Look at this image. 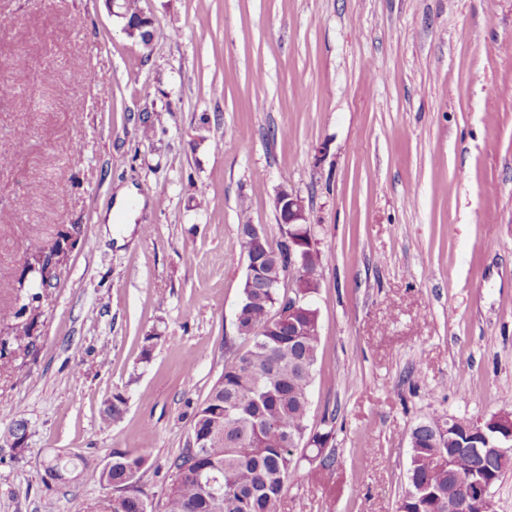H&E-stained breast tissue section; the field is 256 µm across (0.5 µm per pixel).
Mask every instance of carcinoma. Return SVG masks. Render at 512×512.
I'll return each mask as SVG.
<instances>
[{
    "instance_id": "carcinoma-1",
    "label": "carcinoma",
    "mask_w": 512,
    "mask_h": 512,
    "mask_svg": "<svg viewBox=\"0 0 512 512\" xmlns=\"http://www.w3.org/2000/svg\"><path fill=\"white\" fill-rule=\"evenodd\" d=\"M124 20L143 30L129 37L143 38L152 24L142 0H122ZM61 239L50 243L36 241L25 246L27 267H39L42 253L62 247ZM247 260L256 261L269 253H284L283 241L258 243L241 237ZM323 263L319 249L305 252L304 276L307 283L319 284ZM31 284L18 281L13 298L0 308V368L15 363L10 350L20 349L32 338L38 317L27 313L24 296ZM286 297L267 281L243 289L240 313L252 324L254 333L244 337L248 347L224 362L221 376L211 387L194 414L191 435L200 447L191 454L181 449L170 465V489L165 512H282L286 485L300 472V461L309 462L306 475L316 477L329 471L333 454L326 451L333 429L310 431L306 425L310 409V388L322 342L319 311L310 306L295 324L277 318ZM127 399L121 392L105 401L102 420H119ZM412 454L407 473L408 495L398 503L397 512H443L450 499H465L472 491L469 475L483 467L486 484L496 485L512 470L508 458L482 460L452 441L433 446L428 421L416 424L410 433ZM448 457L449 466L439 464V455ZM147 464L137 449L117 450L112 455V473L97 472L102 485L125 491L110 501V512H143L144 492L138 486Z\"/></svg>"
}]
</instances>
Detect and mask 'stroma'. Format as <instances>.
Instances as JSON below:
<instances>
[{"mask_svg":"<svg viewBox=\"0 0 512 512\" xmlns=\"http://www.w3.org/2000/svg\"><path fill=\"white\" fill-rule=\"evenodd\" d=\"M143 6L146 45L107 0H0V305L28 242L75 241L36 351L0 370V512H107L109 489L46 466L133 448L164 512L194 412L247 346L239 227L280 240L283 190L325 256L307 425L332 417L335 465L282 512H396L413 426L512 411V0Z\"/></svg>","mask_w":512,"mask_h":512,"instance_id":"obj_1","label":"stroma"}]
</instances>
